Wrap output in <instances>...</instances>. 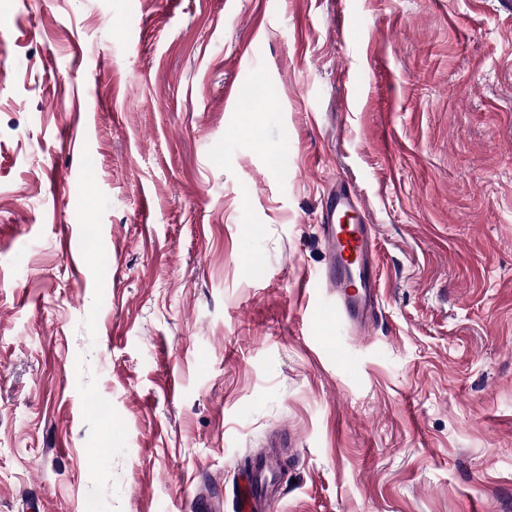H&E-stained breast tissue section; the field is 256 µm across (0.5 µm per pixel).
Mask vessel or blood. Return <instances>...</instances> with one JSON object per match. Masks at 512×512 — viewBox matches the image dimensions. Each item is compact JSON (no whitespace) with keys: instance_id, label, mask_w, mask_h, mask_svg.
<instances>
[{"instance_id":"obj_1","label":"vessel or blood","mask_w":512,"mask_h":512,"mask_svg":"<svg viewBox=\"0 0 512 512\" xmlns=\"http://www.w3.org/2000/svg\"><path fill=\"white\" fill-rule=\"evenodd\" d=\"M320 231L328 257L321 278L328 290L326 303L337 318L367 328L378 307L377 234L361 195L349 184L332 186ZM280 467L275 450L246 461L241 480L232 487L234 512H273L279 492L269 476Z\"/></svg>"}]
</instances>
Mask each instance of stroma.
I'll list each match as a JSON object with an SVG mask.
<instances>
[{
    "instance_id": "obj_1",
    "label": "stroma",
    "mask_w": 512,
    "mask_h": 512,
    "mask_svg": "<svg viewBox=\"0 0 512 512\" xmlns=\"http://www.w3.org/2000/svg\"><path fill=\"white\" fill-rule=\"evenodd\" d=\"M275 441L276 512H512V13L0 0V512H233ZM319 228L328 257L320 281L329 288L326 303L331 312L336 310V319L365 329L373 322L378 307V243L361 195L347 183L334 184Z\"/></svg>"
}]
</instances>
